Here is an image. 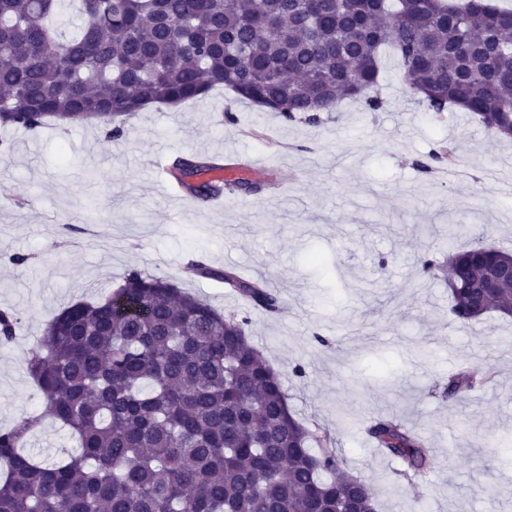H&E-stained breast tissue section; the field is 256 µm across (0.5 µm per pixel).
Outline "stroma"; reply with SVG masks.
<instances>
[{
	"label": "stroma",
	"mask_w": 512,
	"mask_h": 512,
	"mask_svg": "<svg viewBox=\"0 0 512 512\" xmlns=\"http://www.w3.org/2000/svg\"><path fill=\"white\" fill-rule=\"evenodd\" d=\"M381 75L383 110L348 102L316 124L218 88L174 111L138 112L114 139L79 123L0 128L13 145L0 155V187L13 194L0 198V310L20 320L0 346V428L34 420L27 449L48 462L76 448L44 416L27 361L54 313L138 270L249 318L291 410L347 472L380 489L379 512H512V319L456 321L445 283L421 270L423 256L480 239L512 250V197L494 179L512 167V140L465 111L423 112L387 51ZM442 142L456 145L467 178L417 168ZM230 150L274 175L262 194L233 193L220 209L166 195L148 165ZM452 224L463 228L453 239ZM16 253L26 265L10 263ZM193 261L264 281L283 313L188 275ZM464 364L491 369L494 382L450 399L443 383ZM380 416L428 439L427 479L408 481L368 442Z\"/></svg>",
	"instance_id": "35a3bbf8"
}]
</instances>
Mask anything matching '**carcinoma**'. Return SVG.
Instances as JSON below:
<instances>
[{
    "instance_id": "cac0c4a2",
    "label": "carcinoma",
    "mask_w": 512,
    "mask_h": 512,
    "mask_svg": "<svg viewBox=\"0 0 512 512\" xmlns=\"http://www.w3.org/2000/svg\"><path fill=\"white\" fill-rule=\"evenodd\" d=\"M62 2L0 0V127L79 120L116 138L147 105L179 106L218 85L288 122L317 124L348 99L377 112L389 45L424 111L461 105L512 139V10L494 0H79L84 23L69 37L50 22ZM454 161L441 148L419 167ZM215 168L178 157L169 173L200 200L264 188L213 180ZM511 263L512 252L481 242L421 261L428 275L448 268L450 312L462 322L512 317V283L480 288ZM189 269L281 311L260 281L197 261ZM16 324L0 311L1 342ZM248 325L136 270L104 300L62 308L27 369L79 453L37 461L19 451L31 421L0 431V512H376L374 487L332 452L311 451L314 434ZM492 381L462 366L445 394L462 399ZM367 435L407 478L427 477L422 435L393 417L373 419Z\"/></svg>"
}]
</instances>
